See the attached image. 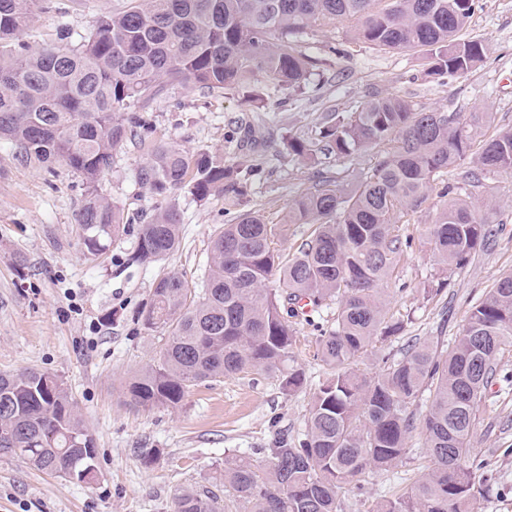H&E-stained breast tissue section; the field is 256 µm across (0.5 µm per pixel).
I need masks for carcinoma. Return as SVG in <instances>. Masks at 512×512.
Returning <instances> with one entry per match:
<instances>
[{
	"mask_svg": "<svg viewBox=\"0 0 512 512\" xmlns=\"http://www.w3.org/2000/svg\"><path fill=\"white\" fill-rule=\"evenodd\" d=\"M37 2L0 0V141L25 167L58 164L78 178L83 255L105 253L129 231L104 180L116 152L137 137L149 161L136 181L153 195L187 190L204 201L219 193L241 207L214 234L201 287L176 272L155 279L137 324L164 344L126 382L129 404L177 408L197 383L252 370L277 375L290 395L303 378L287 369L295 331L285 304L336 305V320L318 337L327 378L297 445L281 436L258 449L262 466L248 456L224 458V493H184L176 512H342L361 476L400 461L416 430L429 465L410 490L372 512H474L486 477L468 448L499 357L512 350V273L472 307L451 348L413 345L373 372L360 370L358 360L405 328L389 315L382 291L410 247L395 234L397 222L429 200L449 168L470 163L464 174L474 184L480 171L511 172L512 129L481 139L486 114L422 110L400 95L371 93L349 115H329L320 135L338 159L377 151L374 164L352 168L345 185L295 196L271 224L247 208L236 168L174 142H146L135 108L187 82L244 93L257 73L296 95L312 84L303 36L336 19L352 22L356 40L417 54L433 75L462 76L488 53L485 39L464 34L476 0H127L121 10H99L79 44L32 51L22 37ZM490 223L468 199L451 196L424 242L444 268H461L484 245ZM291 224L316 225L292 254L283 249ZM181 243L179 211L168 205L140 226L132 260L164 261ZM275 274L279 287H266ZM0 456L57 477L97 457L57 377L35 369L0 373Z\"/></svg>",
	"mask_w": 512,
	"mask_h": 512,
	"instance_id": "1",
	"label": "carcinoma"
}]
</instances>
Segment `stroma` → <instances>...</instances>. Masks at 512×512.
Instances as JSON below:
<instances>
[{"label":"stroma","mask_w":512,"mask_h":512,"mask_svg":"<svg viewBox=\"0 0 512 512\" xmlns=\"http://www.w3.org/2000/svg\"><path fill=\"white\" fill-rule=\"evenodd\" d=\"M125 0H51L39 11L24 41L30 49L78 43L99 7ZM468 35L488 41L486 61L460 79L430 77L409 51H382L353 41L338 22L309 33L303 46L320 76L317 87L288 97L263 76L252 83L265 99L264 125L252 124L241 95L179 88L144 112L145 132L187 152L223 157L237 168L249 205L278 223L288 201L322 180L344 182L349 162L323 152L304 161L289 153V138L310 140L331 112H351L370 93L406 97L428 110L487 112L483 132L512 129V0H478ZM147 151L126 142L114 158L105 185L130 230L100 257L82 254L76 215L83 197L62 166L53 172L17 165L10 144L0 141V373L27 368L57 376L92 433L97 455L93 484L71 482L0 458V512H174L181 493L212 487L230 453L251 455L276 438L296 441L305 430L314 392L327 368L316 356L323 328L335 309L316 313L295 307L288 315L295 345L288 362L305 377L284 394L278 378L260 371L209 380L192 387L178 408L126 405L122 383L147 366L162 340L137 325L154 280L167 271L185 275L197 288L212 237L236 209L216 194L201 202L172 196L182 217L181 248L172 258L144 267L132 260L136 232L167 200L136 181ZM438 189L470 194L475 205L499 204L495 231L463 268L442 270L424 245V231L442 200L437 192L398 223L411 247L391 272L384 290L390 315L407 318L404 332L376 345L360 362L373 370L378 359L400 358L408 345L450 346L472 307L512 272V172L484 174L470 186L460 170L440 173ZM440 287L434 297L426 289ZM477 436L469 457L490 463L492 477L475 512H512V384L494 382L476 416ZM409 453L387 470L369 471L361 492L347 495L342 512H370L375 502L410 488L423 461L424 437L413 432ZM163 454L145 466L140 449Z\"/></svg>","instance_id":"obj_1"}]
</instances>
